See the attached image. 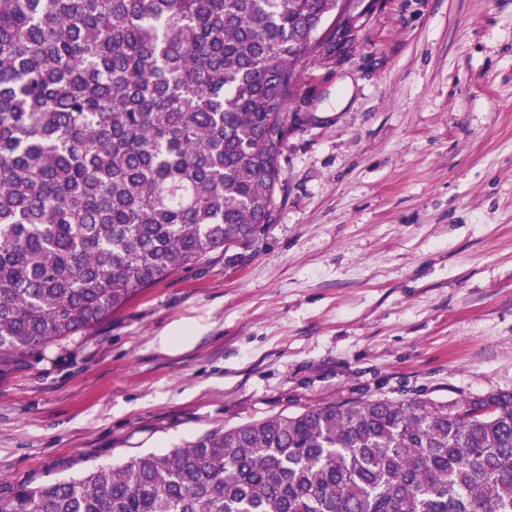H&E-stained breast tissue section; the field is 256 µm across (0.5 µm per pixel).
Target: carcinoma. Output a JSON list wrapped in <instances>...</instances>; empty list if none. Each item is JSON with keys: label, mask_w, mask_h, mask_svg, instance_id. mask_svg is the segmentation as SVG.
Segmentation results:
<instances>
[{"label": "carcinoma", "mask_w": 512, "mask_h": 512, "mask_svg": "<svg viewBox=\"0 0 512 512\" xmlns=\"http://www.w3.org/2000/svg\"><path fill=\"white\" fill-rule=\"evenodd\" d=\"M336 0H0V364L276 222L287 104ZM0 512H512V391L275 415Z\"/></svg>", "instance_id": "obj_1"}]
</instances>
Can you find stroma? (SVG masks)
<instances>
[{"mask_svg":"<svg viewBox=\"0 0 512 512\" xmlns=\"http://www.w3.org/2000/svg\"><path fill=\"white\" fill-rule=\"evenodd\" d=\"M354 15L288 106L256 256L215 253L0 366V476L76 478L332 403L512 391V0Z\"/></svg>","mask_w":512,"mask_h":512,"instance_id":"obj_1","label":"stroma"}]
</instances>
